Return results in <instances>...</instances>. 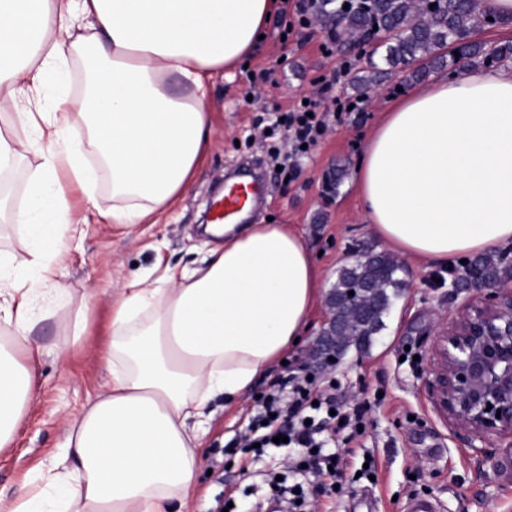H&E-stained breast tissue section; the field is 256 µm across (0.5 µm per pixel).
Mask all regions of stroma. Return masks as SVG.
Segmentation results:
<instances>
[{
  "mask_svg": "<svg viewBox=\"0 0 512 512\" xmlns=\"http://www.w3.org/2000/svg\"><path fill=\"white\" fill-rule=\"evenodd\" d=\"M283 18L273 12L245 64L210 80L214 134L208 156L179 202L153 224H115L109 220L112 194L106 172H98L93 195L66 183L69 220L75 232L52 262L56 280L68 293L54 317L39 320L17 357L34 376L35 398L23 412L10 447L0 450V497L21 494L29 483L46 487L53 474L73 468L63 451L68 420L110 380L112 302L132 277L155 279L165 271L197 267L218 238L202 233L199 218L214 185L243 161L256 162L265 175L262 204L247 221L273 220L290 225L304 240L324 287L346 265L350 249L386 251L373 232L355 191L357 165L366 142L385 112L414 92L416 85L393 75L377 86L372 101H357L346 83L336 97L357 102L356 110L333 123L311 151L298 160L294 179H285L269 156L263 131L272 143L285 145L288 132L276 123L275 103L311 95L321 77L352 60L350 44L337 38L332 55L320 49L328 31L319 24L294 30L281 39ZM341 168L345 177L329 187L328 176ZM406 286L385 319V327L365 351H349L331 379H317V391L336 389L345 410L362 415V427L350 434L323 432L335 453L341 478L337 486L313 474H299L309 463L302 449L270 448L257 453L243 440L258 397L285 378L302 372V364L320 330L324 301H317L302 342L255 383L248 397L232 408L216 399L210 430L199 450L201 473L184 512H268L275 497L269 486L282 477L299 486L308 512H406L417 498H429L436 512H512V465L492 468L480 454L453 434L435 408L429 386V347L455 313L460 299L442 286L455 261L440 264L404 259ZM86 316L85 336L72 341L76 316ZM63 355H55V348ZM373 460L372 477L361 471Z\"/></svg>",
  "mask_w": 512,
  "mask_h": 512,
  "instance_id": "1",
  "label": "stroma"
}]
</instances>
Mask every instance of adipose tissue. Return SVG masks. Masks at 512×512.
<instances>
[{
    "label": "adipose tissue",
    "mask_w": 512,
    "mask_h": 512,
    "mask_svg": "<svg viewBox=\"0 0 512 512\" xmlns=\"http://www.w3.org/2000/svg\"><path fill=\"white\" fill-rule=\"evenodd\" d=\"M274 0H0V86L59 82L57 112H19L0 134V171L48 138L25 204L26 255L0 252L10 275L0 326L31 336L38 273L44 293L65 246L69 202L59 168L82 186L94 152L110 175L112 221L142 224L189 186L212 134L208 83L249 55ZM84 17L89 34L73 36ZM86 76L71 97L68 59ZM375 234L412 259L445 263L512 243V66L468 68L433 80L386 112L357 170ZM201 266L128 283L112 307V378L74 419L66 452L77 466L45 491L0 512H174L197 477L198 419L216 396L245 398L305 330L322 288L302 237L285 224L224 234ZM34 390L0 346V448L8 447Z\"/></svg>",
    "instance_id": "adipose-tissue-1"
}]
</instances>
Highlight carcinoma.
<instances>
[{"label": "carcinoma", "instance_id": "obj_1", "mask_svg": "<svg viewBox=\"0 0 512 512\" xmlns=\"http://www.w3.org/2000/svg\"><path fill=\"white\" fill-rule=\"evenodd\" d=\"M316 17L328 29L348 31L363 41L372 32L383 34L380 61L347 73V83L361 98L385 77L401 74L415 81L427 74L425 60L459 69L481 62L512 60V43L493 47L471 39L479 27L504 19L481 11L480 0H316ZM480 279L466 280L461 288H477L482 280H500L507 268L490 255L473 260ZM405 268L385 253L373 252L356 263L341 267L328 295L336 321L323 335L336 343V352L361 351L385 327L384 317L405 288ZM355 304H348L349 292ZM356 331L346 337L344 328Z\"/></svg>", "mask_w": 512, "mask_h": 512}]
</instances>
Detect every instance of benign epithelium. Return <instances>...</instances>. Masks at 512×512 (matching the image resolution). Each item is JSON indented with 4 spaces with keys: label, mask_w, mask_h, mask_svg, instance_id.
Returning <instances> with one entry per match:
<instances>
[{
    "label": "benign epithelium",
    "mask_w": 512,
    "mask_h": 512,
    "mask_svg": "<svg viewBox=\"0 0 512 512\" xmlns=\"http://www.w3.org/2000/svg\"><path fill=\"white\" fill-rule=\"evenodd\" d=\"M429 381L437 410L470 447L507 441L512 457V284L488 281L466 296L430 344Z\"/></svg>",
    "instance_id": "benign-epithelium-1"
}]
</instances>
